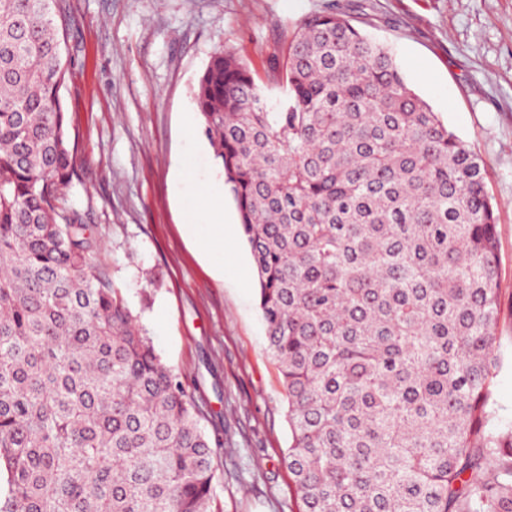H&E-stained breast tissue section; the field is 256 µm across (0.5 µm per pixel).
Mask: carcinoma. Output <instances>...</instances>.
Returning <instances> with one entry per match:
<instances>
[{
	"mask_svg": "<svg viewBox=\"0 0 512 512\" xmlns=\"http://www.w3.org/2000/svg\"><path fill=\"white\" fill-rule=\"evenodd\" d=\"M56 0H0V512H211L204 411L67 208ZM195 94L257 276L303 512H512L497 215L469 145L347 17Z\"/></svg>",
	"mask_w": 512,
	"mask_h": 512,
	"instance_id": "obj_1",
	"label": "carcinoma"
}]
</instances>
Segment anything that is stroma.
<instances>
[{"instance_id":"35a3bbf8","label":"stroma","mask_w":512,"mask_h":512,"mask_svg":"<svg viewBox=\"0 0 512 512\" xmlns=\"http://www.w3.org/2000/svg\"><path fill=\"white\" fill-rule=\"evenodd\" d=\"M68 69L60 94L76 173L67 203L156 353L202 406L214 512H300L276 362L256 274L194 94L232 47L270 105L269 64L310 14L336 12L388 43L415 91L479 156L498 206L502 365L496 425L512 424V0H58ZM224 216V270L187 234Z\"/></svg>"}]
</instances>
